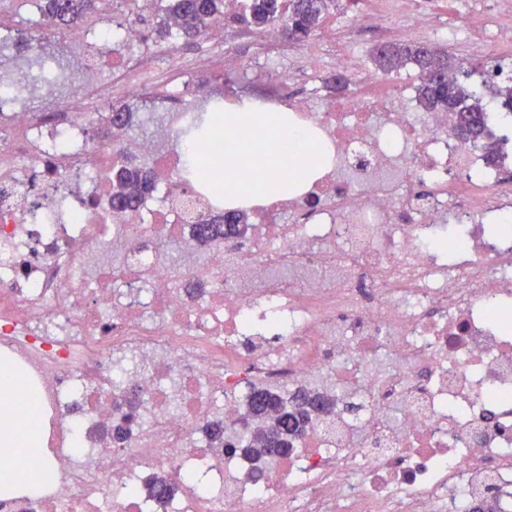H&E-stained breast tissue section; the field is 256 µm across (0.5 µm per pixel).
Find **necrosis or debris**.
I'll return each instance as SVG.
<instances>
[{"instance_id": "necrosis-or-debris-1", "label": "necrosis or debris", "mask_w": 512, "mask_h": 512, "mask_svg": "<svg viewBox=\"0 0 512 512\" xmlns=\"http://www.w3.org/2000/svg\"><path fill=\"white\" fill-rule=\"evenodd\" d=\"M150 5L126 0L119 24L99 0L69 32L85 67L54 127L0 69V358L40 399L51 473L0 512H475L493 486L512 512V128L487 162L453 113L415 111L350 38L300 48L276 26L212 23L215 43L260 40L256 67L279 60L268 100L331 155L305 193L248 207L243 237L197 244L222 198L184 183L181 151L162 147L157 202L113 209V174L146 136L86 109L166 87L142 116L163 143L212 103L195 84L213 58L175 40L149 51L136 17ZM297 63L346 75V94L299 97ZM260 387L335 406L288 455L255 462L213 431ZM157 479L169 493L149 495Z\"/></svg>"}]
</instances>
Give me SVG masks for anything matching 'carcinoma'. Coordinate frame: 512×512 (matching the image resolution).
Here are the masks:
<instances>
[{
  "instance_id": "obj_1",
  "label": "carcinoma",
  "mask_w": 512,
  "mask_h": 512,
  "mask_svg": "<svg viewBox=\"0 0 512 512\" xmlns=\"http://www.w3.org/2000/svg\"><path fill=\"white\" fill-rule=\"evenodd\" d=\"M40 6L43 20L48 23L71 25L77 23L92 0H43ZM339 8V0H290L288 10L279 11L277 0H251L246 14L247 26L261 34L280 23L288 40L303 44L309 41L322 19ZM223 0H156L152 15L176 17L181 34L194 36L206 31L209 21L222 13ZM378 71L385 75L411 65L417 71L418 84L415 99L426 112H455V135L473 142H482L487 156L498 152L499 141L490 129L489 111L512 114V77L484 79L481 83L472 76L481 73L478 67L453 68L452 55L446 45L392 41L378 44L372 50ZM17 69H36L35 77L42 88L54 96L66 87L70 73L77 70L69 47L64 44L44 47L22 61L18 55L0 52V66ZM155 146L145 149L142 159L127 164L122 179L115 186L112 205L123 208L138 206L154 196L157 187L148 170V157ZM248 216L240 210L210 218L195 229V236L224 232V237L243 234ZM322 406L331 412L333 402L310 391H300L289 398L270 391H258L251 397L244 420L250 422V431L236 440L224 442L226 448H236L250 454L267 450L282 454L305 431L311 411Z\"/></svg>"
}]
</instances>
